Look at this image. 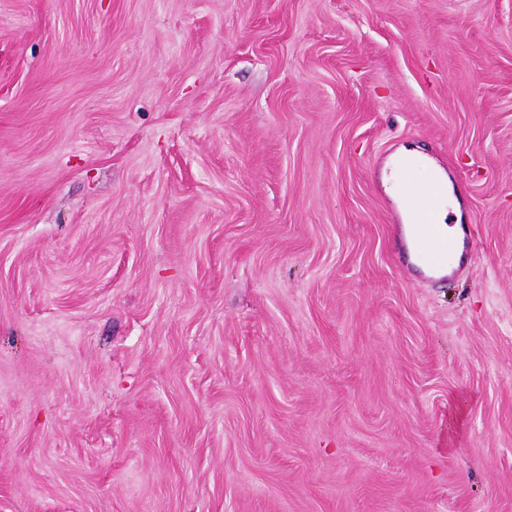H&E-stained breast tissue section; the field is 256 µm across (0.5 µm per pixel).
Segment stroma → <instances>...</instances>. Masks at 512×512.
I'll list each match as a JSON object with an SVG mask.
<instances>
[{
	"label": "stroma",
	"mask_w": 512,
	"mask_h": 512,
	"mask_svg": "<svg viewBox=\"0 0 512 512\" xmlns=\"http://www.w3.org/2000/svg\"><path fill=\"white\" fill-rule=\"evenodd\" d=\"M0 512H512V0H0ZM400 189L409 210L417 219L420 229L419 249L426 270L431 276L438 279L453 278L461 263L453 266L459 249L458 239L448 235L457 234L459 231L460 210L457 199L448 192V197L440 202L439 230H436L437 215L433 209L434 203L447 193V186L435 176L422 168L408 163H403L399 170ZM448 208L455 215L456 224L448 227ZM448 270V273L446 271ZM446 273V274H445Z\"/></svg>",
	"instance_id": "1"
}]
</instances>
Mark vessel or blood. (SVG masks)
Instances as JSON below:
<instances>
[{"mask_svg":"<svg viewBox=\"0 0 512 512\" xmlns=\"http://www.w3.org/2000/svg\"><path fill=\"white\" fill-rule=\"evenodd\" d=\"M400 189L409 210L420 229L419 249L426 270L441 279L456 274L453 262L460 243L453 237H443L436 230L434 203L447 192V187L435 176L413 164H402L399 170Z\"/></svg>","mask_w":512,"mask_h":512,"instance_id":"vessel-or-blood-1","label":"vessel or blood"}]
</instances>
